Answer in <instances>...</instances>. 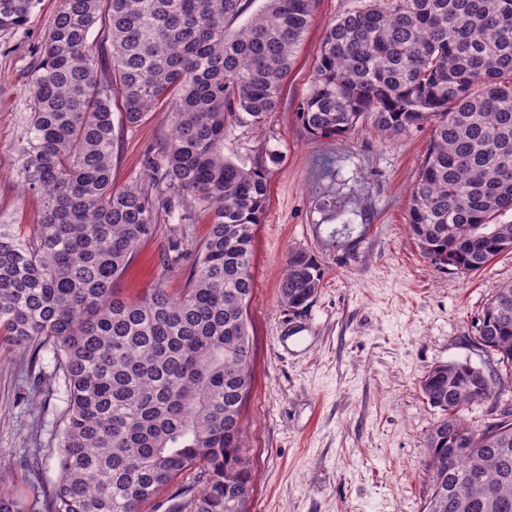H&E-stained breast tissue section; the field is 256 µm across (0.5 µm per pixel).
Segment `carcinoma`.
<instances>
[{"label": "carcinoma", "mask_w": 512, "mask_h": 512, "mask_svg": "<svg viewBox=\"0 0 512 512\" xmlns=\"http://www.w3.org/2000/svg\"><path fill=\"white\" fill-rule=\"evenodd\" d=\"M62 0L36 47L17 141V177L42 201L25 237L0 224V333L50 346L67 391L47 512H141L179 477L197 494L173 512H250L242 409L252 386L253 240L268 183L224 156L234 126L274 111L314 0ZM39 0H0V36L25 28ZM122 124L169 110L170 138L145 174L114 187ZM312 136L367 121L394 139L434 122L411 191L408 231L440 269L473 274L512 254V0H378L325 32L299 107ZM187 202L152 286L116 288L161 217ZM209 216L205 238L186 230ZM187 288L166 280L189 255ZM324 268L288 252L281 303L306 307ZM478 345L512 368V284L490 299ZM439 410L426 437L432 485L423 512H512V413L479 430L463 416L498 403L492 375L469 362L420 381ZM0 512H25L0 488Z\"/></svg>", "instance_id": "cac0c4a2"}]
</instances>
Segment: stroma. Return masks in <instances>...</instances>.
<instances>
[{"label":"stroma","instance_id":"obj_1","mask_svg":"<svg viewBox=\"0 0 512 512\" xmlns=\"http://www.w3.org/2000/svg\"><path fill=\"white\" fill-rule=\"evenodd\" d=\"M365 3L316 0L278 107L224 140L225 156L262 166L269 185L247 309L253 388L242 421L251 512H422L430 487L425 440L438 412L421 378L466 359L500 373L497 355L477 346L474 324L498 288L512 283V255L465 276L434 267L408 233L431 124L394 141L367 122L322 139L298 119L325 30ZM60 4L40 0L24 31L0 37V224L22 235L38 222L41 202L21 192L14 143L29 116L33 49ZM115 131L112 181L120 187L143 174L147 150L162 145L170 128L157 113ZM172 232L160 224L141 245L118 283L121 295L134 299L150 288ZM292 249L309 250L325 268L312 302L296 311L278 298ZM500 375L507 406L512 375ZM66 404L50 348L35 355L0 342V480L27 512H45Z\"/></svg>","mask_w":512,"mask_h":512}]
</instances>
